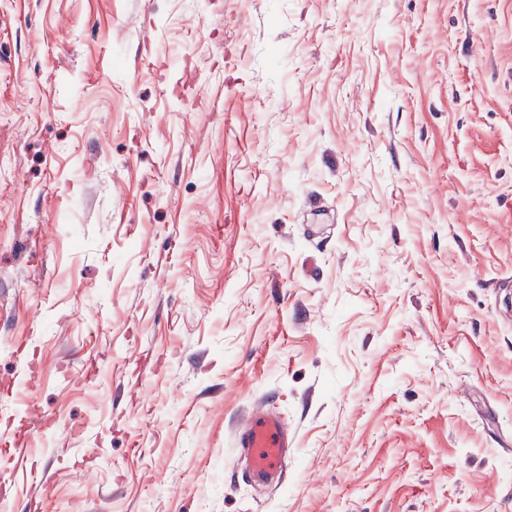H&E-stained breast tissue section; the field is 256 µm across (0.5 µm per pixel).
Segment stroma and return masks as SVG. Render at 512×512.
I'll return each instance as SVG.
<instances>
[{
	"label": "stroma",
	"mask_w": 512,
	"mask_h": 512,
	"mask_svg": "<svg viewBox=\"0 0 512 512\" xmlns=\"http://www.w3.org/2000/svg\"><path fill=\"white\" fill-rule=\"evenodd\" d=\"M33 409L8 512H512V0H0ZM234 465L250 481L281 485L292 438L281 417L265 408L252 409L235 430Z\"/></svg>",
	"instance_id": "obj_1"
}]
</instances>
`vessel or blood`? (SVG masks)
I'll list each match as a JSON object with an SVG mask.
<instances>
[{"label":"vessel or blood","instance_id":"obj_1","mask_svg":"<svg viewBox=\"0 0 512 512\" xmlns=\"http://www.w3.org/2000/svg\"><path fill=\"white\" fill-rule=\"evenodd\" d=\"M235 465L250 481L281 485L292 438L281 417L265 408L252 409L235 430Z\"/></svg>","mask_w":512,"mask_h":512}]
</instances>
